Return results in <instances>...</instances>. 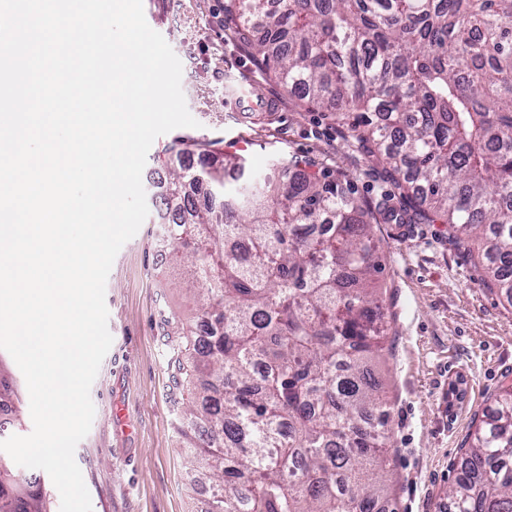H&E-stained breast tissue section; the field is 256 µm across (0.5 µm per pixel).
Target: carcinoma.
<instances>
[{
    "label": "carcinoma",
    "mask_w": 512,
    "mask_h": 512,
    "mask_svg": "<svg viewBox=\"0 0 512 512\" xmlns=\"http://www.w3.org/2000/svg\"><path fill=\"white\" fill-rule=\"evenodd\" d=\"M235 0L256 60L336 114L411 184L415 205L366 206L292 157L243 160L176 137L158 161L206 303L175 319L181 435L202 512H373L389 412L368 363L384 312L370 219L425 217L485 245L512 298V0ZM197 167L181 165L190 148ZM16 381L0 372V411ZM448 492L453 512H512V385L482 416ZM0 512H50L44 481L0 455Z\"/></svg>",
    "instance_id": "carcinoma-1"
}]
</instances>
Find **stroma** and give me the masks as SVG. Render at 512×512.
Listing matches in <instances>:
<instances>
[{"label": "stroma", "instance_id": "35a3bbf8", "mask_svg": "<svg viewBox=\"0 0 512 512\" xmlns=\"http://www.w3.org/2000/svg\"><path fill=\"white\" fill-rule=\"evenodd\" d=\"M229 0H143L149 26L182 63L194 128L184 137L221 140L265 174L274 157L315 162L364 204L397 194L398 175L347 126L291 93L262 68L228 10ZM248 78L273 112H233L231 86ZM116 256L106 284L112 346L90 395L95 417L75 449L93 512H200L187 480L169 338L163 320L198 305L186 270L162 250L159 206ZM385 340L371 367L391 408L390 496L383 512H449L448 490L476 416L512 382V304L487 288L478 243L457 245L447 225L377 224Z\"/></svg>", "mask_w": 512, "mask_h": 512}]
</instances>
